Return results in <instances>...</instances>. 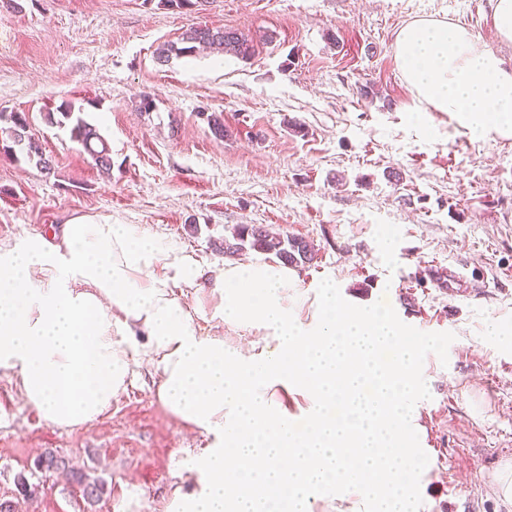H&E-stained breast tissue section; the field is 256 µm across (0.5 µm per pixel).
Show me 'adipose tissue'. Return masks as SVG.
Wrapping results in <instances>:
<instances>
[{
	"label": "adipose tissue",
	"instance_id": "1",
	"mask_svg": "<svg viewBox=\"0 0 512 512\" xmlns=\"http://www.w3.org/2000/svg\"><path fill=\"white\" fill-rule=\"evenodd\" d=\"M415 96L471 133L512 137V67L459 24L430 17L395 40ZM166 248L134 224L70 221L60 235L0 244V375L55 427L99 420L139 369L154 366L158 401L213 438L197 459L198 492L174 491L175 512H312L333 497L367 512H419L426 451L413 422L428 336L383 306L351 308L321 288L305 325L280 296L289 268L219 267ZM206 287L216 304L190 305ZM258 322L276 338L257 353L228 351L202 323ZM147 338L139 345L137 335ZM309 397L289 417L269 391Z\"/></svg>",
	"mask_w": 512,
	"mask_h": 512
}]
</instances>
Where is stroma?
I'll list each match as a JSON object with an SVG mask.
<instances>
[{
  "label": "stroma",
  "mask_w": 512,
  "mask_h": 512,
  "mask_svg": "<svg viewBox=\"0 0 512 512\" xmlns=\"http://www.w3.org/2000/svg\"><path fill=\"white\" fill-rule=\"evenodd\" d=\"M21 4L0 9V112L26 116L53 170L0 149V243L79 216L138 225L228 266L276 260L225 255L237 224L313 242L315 259L291 270L287 292L303 323L330 282L346 302L388 305L437 340L420 363L430 465L421 512H512L498 493L512 471V347L488 334L493 323L512 328V138H480L420 110L394 50L406 23L432 17L512 63L490 0H200L182 12L152 0ZM196 25L242 31L255 53L159 59ZM65 105L104 137L111 173L47 122ZM208 112L223 114L229 138L211 134ZM429 268L447 271V287L418 283ZM204 331L244 352L273 343L249 321ZM154 377L142 369L78 428L45 424L1 378L0 500L15 512H168L175 488L199 489L190 468L213 438L165 410ZM47 452L104 480L100 501L87 503L65 470L36 472ZM21 475L32 497L19 496Z\"/></svg>",
  "instance_id": "35a3bbf8"
}]
</instances>
